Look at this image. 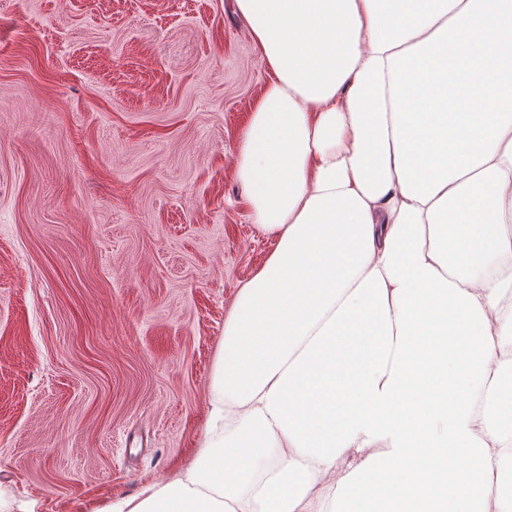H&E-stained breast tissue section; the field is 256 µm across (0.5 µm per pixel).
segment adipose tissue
Returning a JSON list of instances; mask_svg holds the SVG:
<instances>
[{"label":"adipose tissue","mask_w":512,"mask_h":512,"mask_svg":"<svg viewBox=\"0 0 512 512\" xmlns=\"http://www.w3.org/2000/svg\"><path fill=\"white\" fill-rule=\"evenodd\" d=\"M275 248L197 462L105 512H512V0H235Z\"/></svg>","instance_id":"ef3b65f1"}]
</instances>
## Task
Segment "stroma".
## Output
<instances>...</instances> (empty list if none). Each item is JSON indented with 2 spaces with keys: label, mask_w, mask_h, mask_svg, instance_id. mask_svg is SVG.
Segmentation results:
<instances>
[{
  "label": "stroma",
  "mask_w": 512,
  "mask_h": 512,
  "mask_svg": "<svg viewBox=\"0 0 512 512\" xmlns=\"http://www.w3.org/2000/svg\"><path fill=\"white\" fill-rule=\"evenodd\" d=\"M269 78L233 0H0V512L195 459L274 248L235 173Z\"/></svg>",
  "instance_id": "obj_1"
}]
</instances>
